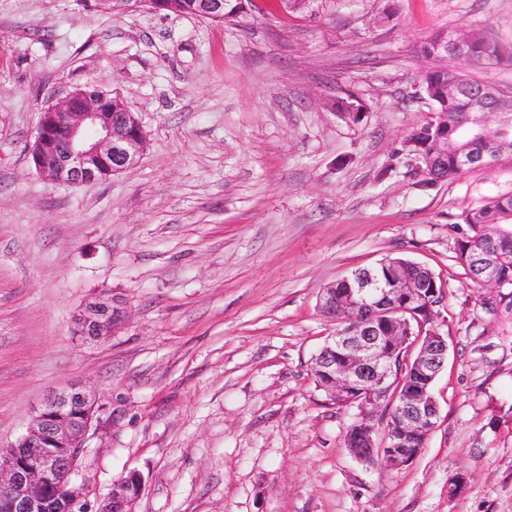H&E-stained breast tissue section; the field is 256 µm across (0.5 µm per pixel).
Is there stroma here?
<instances>
[{
	"label": "stroma",
	"mask_w": 512,
	"mask_h": 512,
	"mask_svg": "<svg viewBox=\"0 0 512 512\" xmlns=\"http://www.w3.org/2000/svg\"><path fill=\"white\" fill-rule=\"evenodd\" d=\"M465 25L512 42V0H246L231 23L0 0V446L80 380L97 401L73 475L86 512L132 471L135 512H512V309H487L455 258L462 213L512 195V154L431 184L399 152L442 64L423 45ZM90 83L121 94L147 149L62 186L27 148ZM347 90L355 123L332 107ZM388 256L433 270L448 341L437 424L397 467L352 455L356 408L310 372L336 328L322 288ZM111 294L126 321L78 335Z\"/></svg>",
	"instance_id": "obj_1"
}]
</instances>
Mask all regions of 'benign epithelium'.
I'll return each mask as SVG.
<instances>
[{
  "instance_id": "obj_1",
  "label": "benign epithelium",
  "mask_w": 512,
  "mask_h": 512,
  "mask_svg": "<svg viewBox=\"0 0 512 512\" xmlns=\"http://www.w3.org/2000/svg\"><path fill=\"white\" fill-rule=\"evenodd\" d=\"M194 15L206 19L224 16V0H196ZM430 92L448 108V100L464 93L446 84L428 87L420 81L415 97ZM470 112L485 114L486 124L497 122L504 112L498 97L487 94L473 100ZM445 141L421 159L435 171L448 159ZM146 137L128 106H113L112 92L100 86L77 87L42 112L34 141L29 145L30 163L37 173L59 185L98 183L134 167L142 156ZM396 287L388 288L376 275V267L361 268L344 276L347 288L325 290L321 302L339 310L343 327L326 337L313 359L314 369L326 374L338 399L356 392L354 406L358 439L352 453L362 461L379 458L384 465H402L416 458L414 429H434L438 407L429 386L448 359V342L434 327L436 313L428 305L412 328L406 318H392V303L424 300L429 290L399 272L389 274ZM126 314L116 296L95 301L79 314L78 332L90 339L112 334ZM417 347L415 371L423 382L402 395L401 425L386 433L387 445L374 440L380 401L395 377L397 352ZM93 394L71 384L49 394L34 412L17 441L0 448V512H77L81 491L72 481L95 416ZM142 476L133 471L117 482L97 512H134L142 491Z\"/></svg>"
}]
</instances>
